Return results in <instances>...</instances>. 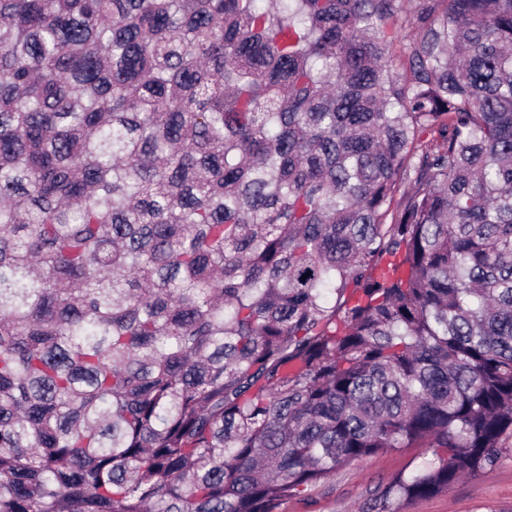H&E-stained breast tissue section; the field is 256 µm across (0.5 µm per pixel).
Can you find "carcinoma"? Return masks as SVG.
<instances>
[{
    "instance_id": "cac0c4a2",
    "label": "carcinoma",
    "mask_w": 512,
    "mask_h": 512,
    "mask_svg": "<svg viewBox=\"0 0 512 512\" xmlns=\"http://www.w3.org/2000/svg\"><path fill=\"white\" fill-rule=\"evenodd\" d=\"M400 448L512 449V0H0V512Z\"/></svg>"
}]
</instances>
